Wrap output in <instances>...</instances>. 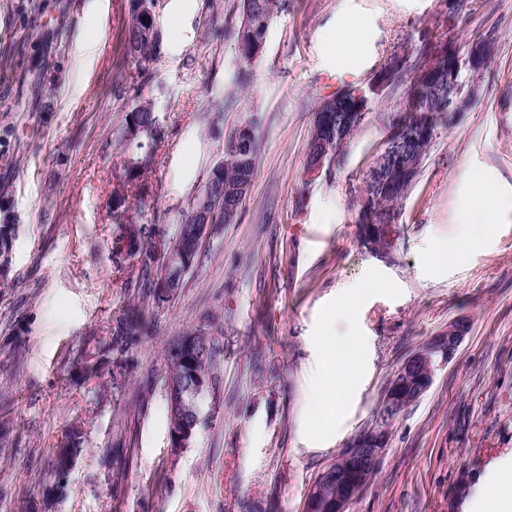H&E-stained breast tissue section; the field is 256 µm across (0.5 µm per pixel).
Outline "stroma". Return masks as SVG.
Listing matches in <instances>:
<instances>
[{"label": "stroma", "instance_id": "35a3bbf8", "mask_svg": "<svg viewBox=\"0 0 512 512\" xmlns=\"http://www.w3.org/2000/svg\"><path fill=\"white\" fill-rule=\"evenodd\" d=\"M455 2L288 0L242 90L239 0H158L162 43L149 81L125 50L129 0H0V208L15 222L0 253V393L12 400L14 427L0 451V512L42 498L52 451L76 422L86 450L47 512H301L318 474L370 422L398 363L455 319L468 335L393 423L380 468L349 512H478L481 491L512 463V0H465L459 11ZM349 15L364 22L366 54L341 74L329 39ZM487 31L497 52L476 103L439 128L391 254L367 250L356 223L364 175L400 94L375 98L343 164L307 185L316 107L344 86H367L399 36L464 51ZM136 99L168 129L139 203L145 220L172 225L235 129L252 126L259 154L236 221L202 242L130 352L131 391L116 404L109 374L79 381L71 362L80 343L106 337L123 304L108 199L123 159L114 132ZM478 175L504 202L490 231L467 217ZM372 281L379 289L333 327L359 339V382L343 417L312 436L315 340L326 315ZM210 323L224 339L219 405L176 453L163 385L143 405L133 388L146 374L163 378L169 339ZM257 349L274 375L253 377ZM119 432L130 455L116 479L108 452Z\"/></svg>", "mask_w": 512, "mask_h": 512}]
</instances>
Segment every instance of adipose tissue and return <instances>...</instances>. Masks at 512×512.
Instances as JSON below:
<instances>
[{
	"mask_svg": "<svg viewBox=\"0 0 512 512\" xmlns=\"http://www.w3.org/2000/svg\"><path fill=\"white\" fill-rule=\"evenodd\" d=\"M364 46L358 20L344 22L336 28L333 47L340 68L355 66L363 54ZM317 347L320 359L312 380L309 420L314 431L319 432L328 423L343 416L349 396L357 386V377L351 364L357 355L358 346L353 336H322L317 340Z\"/></svg>",
	"mask_w": 512,
	"mask_h": 512,
	"instance_id": "adipose-tissue-1",
	"label": "adipose tissue"
}]
</instances>
